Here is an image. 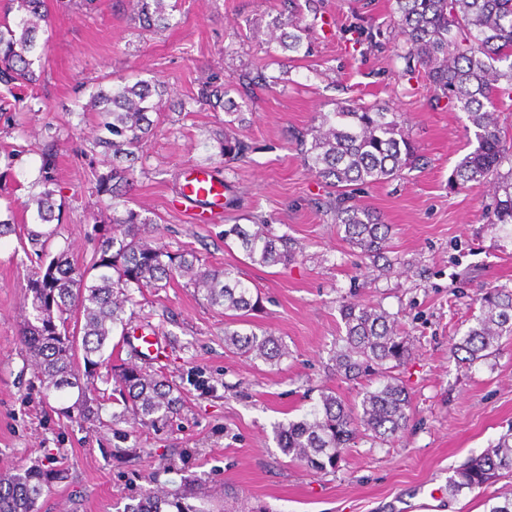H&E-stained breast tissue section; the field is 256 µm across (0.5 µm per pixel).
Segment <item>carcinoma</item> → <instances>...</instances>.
Returning a JSON list of instances; mask_svg holds the SVG:
<instances>
[{"label": "carcinoma", "mask_w": 512, "mask_h": 512, "mask_svg": "<svg viewBox=\"0 0 512 512\" xmlns=\"http://www.w3.org/2000/svg\"><path fill=\"white\" fill-rule=\"evenodd\" d=\"M132 18L144 33L169 27L172 14L166 0H130ZM397 35L403 38L406 73L422 69L424 79L448 99V106L466 114L475 145L454 169V184L492 185L496 196L495 224H512V146H506L497 115L496 98L512 90V0H393ZM281 10L267 25L268 42L282 50L309 54L307 25L296 0H283ZM48 22L47 0H7L0 16V112H39L23 90L37 80L44 45L40 22ZM164 83L139 79L100 86L92 94L98 127L105 135L95 146L112 154V169L97 176L98 193L112 200V227L102 236L91 265L76 270L63 251L46 260V249L59 234L64 202L56 200L53 153H43L38 184L41 191L24 203L34 209L33 223L23 225L28 260L38 271L22 285L25 313L21 345L34 362L35 376L54 399L51 407L62 420H87L98 414L96 395L89 384L77 385L81 369L108 362L105 352L113 333L125 335L126 307L138 303L145 288L162 287L175 276L189 277L212 306L224 309V344L246 357L271 365L288 355L282 341L270 333H241L232 328L260 307L257 289L228 267H196L191 252H172L158 242L156 223L126 204L135 186L134 162L153 134L152 113L164 107ZM215 73L199 84L190 104L214 112L233 113L241 105ZM293 138L305 167L333 189L328 201L337 231L351 247L375 258L388 248L391 226L356 198L366 186L398 176L414 160L416 149L398 114L383 105H339L318 112ZM250 146L236 134L224 133L220 155L241 160ZM234 244L252 264L274 266L293 258L288 239L273 234L257 217L253 224L224 228V244ZM475 324L454 343L453 354L466 353L474 362L490 356L499 340L512 336V288L492 286L481 297ZM340 315L344 346L336 352V370L347 379L375 375L380 386L363 392L349 405L335 392L323 390L320 399L296 420L274 426L281 450L321 472L336 468L344 450L361 435L386 441L407 425L409 394L392 375L406 358L408 347L395 321L383 310L362 303H344ZM121 396V414L147 428L164 424L183 406L181 393L161 374L123 362L113 367ZM58 466L33 465L18 472L0 473V512H33L45 488L63 476ZM512 475V435L473 455L448 477V497L481 488L503 475ZM182 493L146 492L123 512H213L209 500L195 504Z\"/></svg>", "instance_id": "cac0c4a2"}]
</instances>
